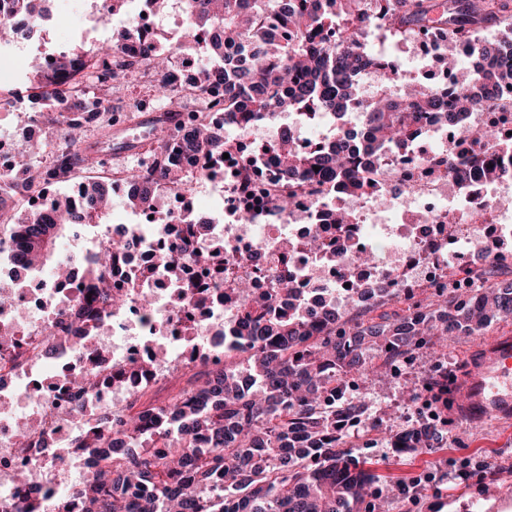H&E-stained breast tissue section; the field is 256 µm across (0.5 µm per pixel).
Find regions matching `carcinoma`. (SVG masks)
Wrapping results in <instances>:
<instances>
[{"label":"carcinoma","mask_w":512,"mask_h":512,"mask_svg":"<svg viewBox=\"0 0 512 512\" xmlns=\"http://www.w3.org/2000/svg\"><path fill=\"white\" fill-rule=\"evenodd\" d=\"M1 2L13 19L0 20V31H8L11 41L32 34L13 27L15 21L49 15L50 0ZM192 8L190 33L210 36L211 62L197 92L204 96L213 86L224 85V111L240 112L243 120L260 126L281 112L298 111L313 124L325 113L341 115L359 105L358 117L368 129L366 145L346 131L316 151L302 152L289 143L280 147L276 164L281 179L308 185L314 193L328 179L352 196L364 197L368 164L405 152L422 120L446 124L457 120L459 112L493 110L497 101L488 90L512 91V10L507 0H192ZM490 27L501 34L494 42L482 38ZM375 32L396 43H415L437 33L445 39L443 59L448 50L465 48L487 64L455 73L458 85L448 98L423 83H411L400 94L391 89L398 72L368 47ZM97 55L92 84L72 97L64 111L43 113L44 120L69 132V143L55 163L35 168L16 162L19 169L34 170L31 183L36 187L50 183L62 169L104 164L82 146L81 133L96 130L101 139H112L115 126L104 114L122 101L119 91L125 80L137 76L144 62L113 42ZM151 65L156 80L150 88L167 109L153 125V142L144 150L153 157V167L126 171L132 204L138 206L150 204L158 178H171L177 189L191 188V180L168 163L174 134L186 131L183 148L189 153L221 146L212 139L203 113L180 112V101L170 91L167 59L155 57ZM81 68V56L71 53L51 73L37 66L34 84L54 90ZM371 72L376 85L367 99L360 90ZM481 138L487 143L486 172H495L502 163L512 166V135L495 125L485 128ZM430 162L455 176L467 159L443 150ZM109 196L106 185L92 182L80 213H28L1 224L0 239H19L20 258L30 265H50L73 221L108 220ZM129 246L128 240H115L86 267L96 286L94 300L105 315L121 307L123 299L112 294L101 270L112 264V251ZM501 266L493 260L478 274L482 291L468 300L450 289L412 303L381 300L346 316L325 304L288 318L275 314L265 300L255 302L259 316L249 335L229 342V349L239 353L233 367L196 373L190 388L161 406L148 426L140 415H128L117 429L131 440L125 448L104 443L102 432L114 430L109 414L100 419L103 431L82 435V447L101 461L79 488L83 512H378L379 498L366 497L367 488L381 476L353 455L345 436L336 432V413L327 410L324 395L352 372L385 371L407 355L436 352L450 337L479 336L492 322L511 318L512 284L492 282ZM454 378L452 369L435 370L423 381L442 394ZM159 433L176 440L204 435L206 445L188 443L158 456L151 441ZM389 441L398 452L411 453L436 447L437 438L408 426Z\"/></svg>","instance_id":"cac0c4a2"}]
</instances>
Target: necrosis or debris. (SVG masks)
<instances>
[{
    "instance_id": "1",
    "label": "necrosis or debris",
    "mask_w": 512,
    "mask_h": 512,
    "mask_svg": "<svg viewBox=\"0 0 512 512\" xmlns=\"http://www.w3.org/2000/svg\"><path fill=\"white\" fill-rule=\"evenodd\" d=\"M189 21V0H172L164 17L143 0L117 29L130 52L170 59L183 111H204L213 133L225 140L224 147L191 157L171 153L170 163L194 187L180 192L159 182L146 208L130 207L124 173L113 172L112 194L127 203L123 229L138 239L103 272L123 296L122 309L102 316L90 300L84 266L109 237L89 234L84 224H75L62 248L69 278L9 269L13 302L0 306V334L7 339L0 345V512H15L24 492L16 476L23 470L40 489L38 512H80L74 481L58 479L61 467L74 468L82 478L97 464L77 448L78 437L96 428L101 411L123 419L144 393L165 381L229 367L224 332L247 333L253 300L274 298L288 315L297 303L315 308L329 298L346 313L369 288L418 299L479 273L490 256L512 244L511 170L489 179L470 163L464 190L428 163L434 142L452 147L465 131L512 120L511 99L496 112H468L435 125L432 138L415 140L406 157L372 166L365 197L350 198L335 185L322 196L296 188L288 215L276 211L273 201L280 187L274 150L282 130L233 119L224 110L223 87L207 98L197 95L201 42L173 43L168 31ZM78 82L71 77L55 95L31 102L35 110L21 133L0 139V175L13 186L14 201L29 211L47 213L62 201L76 208L84 200L86 184L74 174L35 189L15 167L22 143L44 134L42 111H62ZM337 207L352 212V223L333 222ZM200 218L211 224L199 247L202 258H183V248L196 245ZM365 253L373 255L372 263L362 261ZM283 278L291 296L276 294ZM79 322L95 327V335L76 330ZM78 372L89 374L91 389L72 388ZM400 419L440 435L448 430L433 392L423 387ZM22 427L29 439L19 448L15 434Z\"/></svg>"
}]
</instances>
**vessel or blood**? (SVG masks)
Wrapping results in <instances>:
<instances>
[{
    "label": "vessel or blood",
    "mask_w": 512,
    "mask_h": 512,
    "mask_svg": "<svg viewBox=\"0 0 512 512\" xmlns=\"http://www.w3.org/2000/svg\"><path fill=\"white\" fill-rule=\"evenodd\" d=\"M458 403L478 417H512V336L480 346V358L459 387Z\"/></svg>",
    "instance_id": "vessel-or-blood-1"
}]
</instances>
